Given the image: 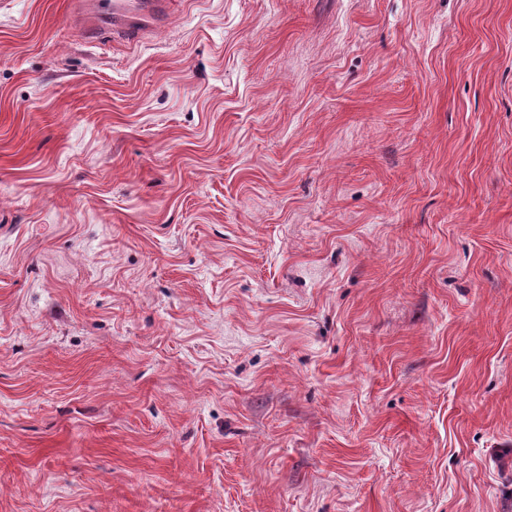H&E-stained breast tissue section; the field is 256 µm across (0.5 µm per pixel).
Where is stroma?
Masks as SVG:
<instances>
[{
	"label": "stroma",
	"instance_id": "35a3bbf8",
	"mask_svg": "<svg viewBox=\"0 0 512 512\" xmlns=\"http://www.w3.org/2000/svg\"><path fill=\"white\" fill-rule=\"evenodd\" d=\"M0 512H512V0H0ZM183 0H77L79 29L89 38L101 29L112 30L113 40L137 43L167 28L170 16Z\"/></svg>",
	"mask_w": 512,
	"mask_h": 512
}]
</instances>
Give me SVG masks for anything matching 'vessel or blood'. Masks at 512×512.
Returning a JSON list of instances; mask_svg holds the SVG:
<instances>
[{
	"label": "vessel or blood",
	"mask_w": 512,
	"mask_h": 512,
	"mask_svg": "<svg viewBox=\"0 0 512 512\" xmlns=\"http://www.w3.org/2000/svg\"><path fill=\"white\" fill-rule=\"evenodd\" d=\"M183 0H76L80 30L94 36L108 28L113 39L136 43L164 31Z\"/></svg>",
	"instance_id": "vessel-or-blood-1"
}]
</instances>
